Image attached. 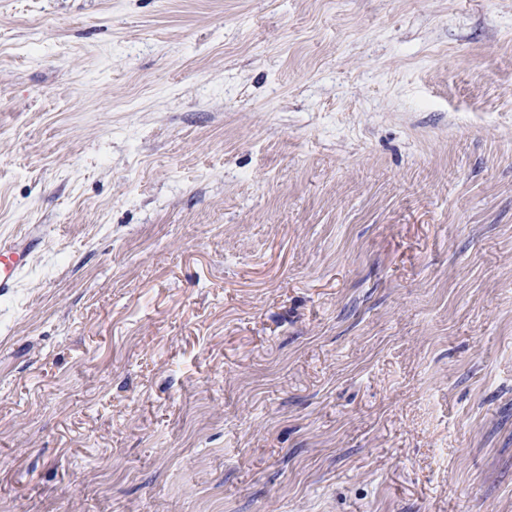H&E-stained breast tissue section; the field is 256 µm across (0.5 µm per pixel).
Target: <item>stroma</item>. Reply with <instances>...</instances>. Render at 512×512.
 <instances>
[{"label": "stroma", "instance_id": "35a3bbf8", "mask_svg": "<svg viewBox=\"0 0 512 512\" xmlns=\"http://www.w3.org/2000/svg\"><path fill=\"white\" fill-rule=\"evenodd\" d=\"M0 512H512V0H0ZM39 243L40 237H24L19 244L13 243L8 247L0 244V295L14 291L21 272Z\"/></svg>", "mask_w": 512, "mask_h": 512}]
</instances>
